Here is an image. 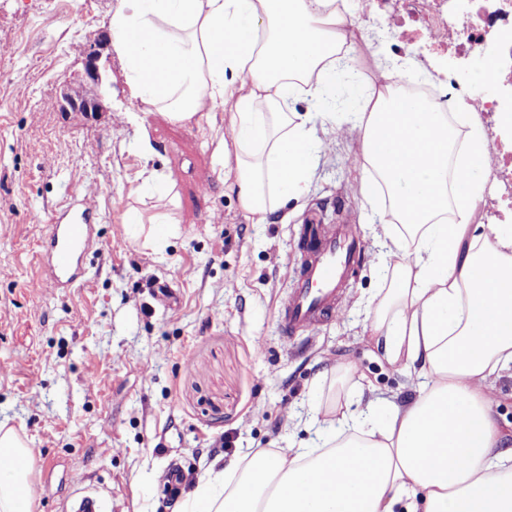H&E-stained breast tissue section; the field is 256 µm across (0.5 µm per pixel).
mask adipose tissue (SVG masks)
Here are the masks:
<instances>
[{
	"label": "adipose tissue",
	"mask_w": 512,
	"mask_h": 512,
	"mask_svg": "<svg viewBox=\"0 0 512 512\" xmlns=\"http://www.w3.org/2000/svg\"><path fill=\"white\" fill-rule=\"evenodd\" d=\"M335 0H119L113 45L134 97L177 121L224 107L242 208L256 223L300 200L321 148L297 94L322 107L345 36ZM368 183L385 190L389 286L370 331L417 380L408 405L351 410L343 369L314 446L243 453L209 468L183 512H512V448L501 449L485 383L512 371V225L469 236L486 152L452 156L448 115L398 91L387 71L351 124ZM0 512H32L30 452L0 423Z\"/></svg>",
	"instance_id": "ef3b65f1"
}]
</instances>
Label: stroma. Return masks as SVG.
<instances>
[{
	"label": "stroma",
	"instance_id": "35a3bbf8",
	"mask_svg": "<svg viewBox=\"0 0 512 512\" xmlns=\"http://www.w3.org/2000/svg\"><path fill=\"white\" fill-rule=\"evenodd\" d=\"M343 2L354 25L325 111L313 113L323 148L309 189L258 224L232 186L224 109L177 122L132 96L112 48L118 0H0V422L31 450L33 512H60L78 477L105 490L112 512H163L160 477L169 463L202 474L248 449L314 443L309 420L349 366L350 397L416 399L406 372L369 331L387 286L377 256L389 200L363 193L362 174L347 161L360 146L346 130L372 96L378 68L397 85L444 94L455 78L473 89L480 50L470 48L457 77L444 64L447 46L430 41L401 0H384L373 22L353 0ZM89 48L107 65L102 110L58 111L62 86L96 93L84 74ZM475 121L488 164L469 224L483 235L512 224L501 176L512 136L493 112L454 125ZM80 187L100 190L85 280L29 291L39 242ZM346 216L367 262L314 337L283 340L276 318L304 224Z\"/></svg>",
	"mask_w": 512,
	"mask_h": 512
}]
</instances>
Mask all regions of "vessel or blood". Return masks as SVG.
<instances>
[{
	"instance_id": "b4317fda",
	"label": "vessel or blood",
	"mask_w": 512,
	"mask_h": 512,
	"mask_svg": "<svg viewBox=\"0 0 512 512\" xmlns=\"http://www.w3.org/2000/svg\"><path fill=\"white\" fill-rule=\"evenodd\" d=\"M97 217V209L85 193L68 196L42 241L39 261L45 273L31 281V290L68 288L83 281L85 258L95 242ZM363 258L364 246L350 222L309 227L294 285L278 311L281 336L288 339L311 332L335 313L351 272ZM106 508L102 490L81 480L62 512H106Z\"/></svg>"
}]
</instances>
